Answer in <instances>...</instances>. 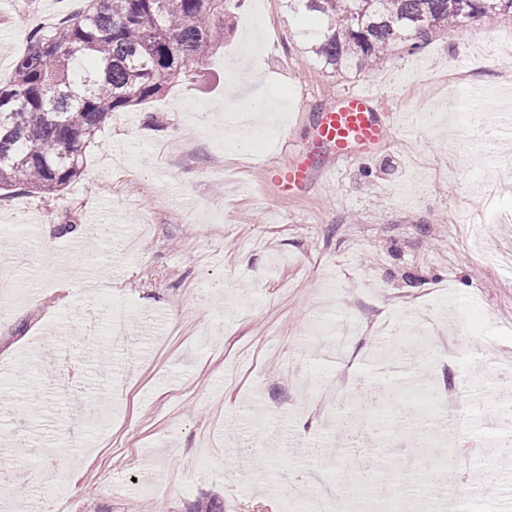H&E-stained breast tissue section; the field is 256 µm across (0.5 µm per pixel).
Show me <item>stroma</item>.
<instances>
[{
	"label": "stroma",
	"mask_w": 512,
	"mask_h": 512,
	"mask_svg": "<svg viewBox=\"0 0 512 512\" xmlns=\"http://www.w3.org/2000/svg\"><path fill=\"white\" fill-rule=\"evenodd\" d=\"M85 0H5L0 79L31 32L83 10ZM315 14L286 0H243L225 37L195 75L145 104L113 113L83 172L62 192L0 190V468L24 483L0 487V512L52 488L67 512H189L219 495L224 512H291L296 493L334 489L340 503L372 512H512V450L482 447L467 477L440 445L435 416L384 413L387 439L369 455L410 461L413 472L377 473L356 484L336 423H320L318 375L371 371L379 330L410 339L435 390L454 383L461 409L483 428L503 404L500 363L512 360V142L486 159L448 103L487 89L486 113L512 91V17L483 16L432 33L414 54L397 48L372 70L324 71L299 32ZM365 87L397 116L390 144L363 164L317 173L302 196L274 205L266 166L309 141L317 113ZM275 109L264 133L226 127V104ZM110 224L105 239L69 241L88 215ZM55 244L53 252L44 240ZM95 268L111 283L87 285ZM121 315L129 337L113 345L108 324L85 335L90 309ZM360 331L344 359L311 348L336 319ZM94 400L97 417L78 419Z\"/></svg>",
	"instance_id": "stroma-1"
}]
</instances>
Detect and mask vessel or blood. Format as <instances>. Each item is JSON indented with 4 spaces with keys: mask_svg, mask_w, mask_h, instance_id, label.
I'll use <instances>...</instances> for the list:
<instances>
[{
    "mask_svg": "<svg viewBox=\"0 0 512 512\" xmlns=\"http://www.w3.org/2000/svg\"><path fill=\"white\" fill-rule=\"evenodd\" d=\"M376 100V94L367 89L345 93L336 107L318 114L313 139L305 150L287 164L265 168L277 201L297 198L310 184L314 170L325 168L324 146L332 147L336 161L358 164L389 143L394 118L380 111Z\"/></svg>",
    "mask_w": 512,
    "mask_h": 512,
    "instance_id": "1",
    "label": "vessel or blood"
}]
</instances>
